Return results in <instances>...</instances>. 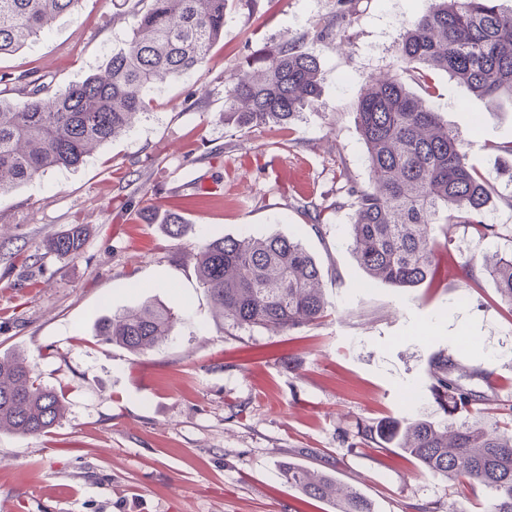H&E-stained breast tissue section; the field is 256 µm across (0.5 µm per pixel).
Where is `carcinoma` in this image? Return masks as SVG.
Returning <instances> with one entry per match:
<instances>
[{"instance_id": "obj_1", "label": "carcinoma", "mask_w": 512, "mask_h": 512, "mask_svg": "<svg viewBox=\"0 0 512 512\" xmlns=\"http://www.w3.org/2000/svg\"><path fill=\"white\" fill-rule=\"evenodd\" d=\"M80 0H0V55L21 48ZM227 0H134V24L125 47L103 73L48 97L37 82L0 83V195L51 169L80 166L93 149L132 128L167 77H186L206 61L224 31ZM400 68L370 79L357 97L356 122L365 147L367 186L351 184L331 201L303 202L319 220L351 209L350 241L368 279L397 288L436 281L443 234L465 224L480 239L496 234L486 207L493 186L468 161L455 131L409 88L435 93L432 75L445 72L475 96L512 97V7L500 0H433L399 35ZM257 70L243 69L225 85L224 120L236 127L288 124L320 96V61L295 39L268 51ZM18 101L4 98L9 92ZM87 236L72 224L46 240L45 250L78 258ZM200 279L221 317L239 327L290 332L318 322L327 302L315 259L290 237L224 236L197 257ZM483 270L500 300L512 307V257H486ZM176 316L152 303L99 320V335L145 353L172 332ZM451 354L431 361L432 390L452 415L482 412L492 404L512 419V401L490 400L453 378ZM62 397L43 386L33 365L0 359V430L39 436L59 424ZM397 448L423 469L471 489L489 492V512H512V428L485 429L462 422L440 428L405 419L386 431ZM291 488L336 512H373L359 491L343 489L332 474L293 461L279 466Z\"/></svg>"}]
</instances>
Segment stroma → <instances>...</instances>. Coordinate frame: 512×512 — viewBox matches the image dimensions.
Returning a JSON list of instances; mask_svg holds the SVG:
<instances>
[{
    "instance_id": "35a3bbf8",
    "label": "stroma",
    "mask_w": 512,
    "mask_h": 512,
    "mask_svg": "<svg viewBox=\"0 0 512 512\" xmlns=\"http://www.w3.org/2000/svg\"><path fill=\"white\" fill-rule=\"evenodd\" d=\"M429 0H228L224 34L192 76L162 84L146 114L72 169H53L0 196V358L23 355L64 400L59 425L31 437L0 431V501L26 512H333L309 505L279 474L294 460L332 473L374 512H486L479 489L453 493L395 444L358 442L362 428L403 417L447 426L428 369L439 352L470 388L512 396V312L481 269L512 254L505 188L512 101L485 99L435 74L428 104L493 185L497 236L465 225L442 240L433 287L368 281L350 248L349 210L314 223L302 200L368 182L354 113L366 81L398 66L403 24ZM131 0H80L17 52L0 75L42 78L50 92L103 71L124 46ZM341 35L319 36L328 19ZM303 42L321 62V95L291 125L224 122L226 80L265 48ZM182 212L168 236L158 217ZM83 224L80 257L38 255ZM284 235L322 271L328 315L279 332L216 315L196 255L223 236ZM475 266L473 276L462 269ZM152 302L177 317L170 336L132 353L95 321ZM75 496H64L65 488Z\"/></svg>"
}]
</instances>
